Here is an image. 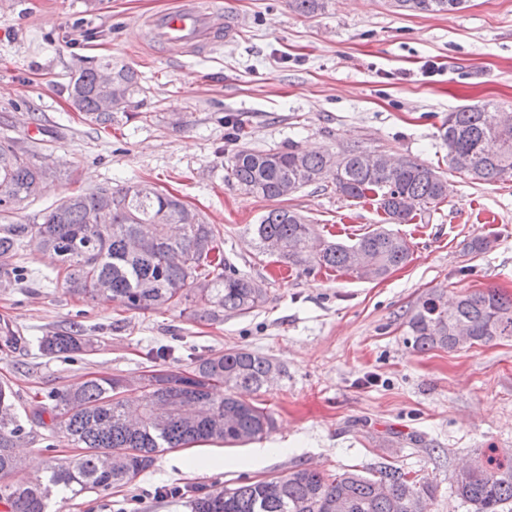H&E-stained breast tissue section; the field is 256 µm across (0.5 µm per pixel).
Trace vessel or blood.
<instances>
[{"label": "vessel or blood", "mask_w": 512, "mask_h": 512, "mask_svg": "<svg viewBox=\"0 0 512 512\" xmlns=\"http://www.w3.org/2000/svg\"><path fill=\"white\" fill-rule=\"evenodd\" d=\"M217 10L199 6H178L155 15L149 21L156 42L192 48L212 45Z\"/></svg>", "instance_id": "vessel-or-blood-1"}]
</instances>
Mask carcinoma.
Wrapping results in <instances>:
<instances>
[{
    "label": "carcinoma",
    "mask_w": 512,
    "mask_h": 512,
    "mask_svg": "<svg viewBox=\"0 0 512 512\" xmlns=\"http://www.w3.org/2000/svg\"><path fill=\"white\" fill-rule=\"evenodd\" d=\"M463 0H390L406 12L450 14ZM309 16L326 0H290ZM112 74V87L102 74ZM140 91L137 73L107 62L79 69L71 78L73 106L106 128L112 114L126 111ZM490 103L448 113L440 138L448 167L477 182L512 176V122H494ZM350 147L338 153H308L290 144L283 151L248 146L228 158L232 178L244 191L266 199L331 179L347 199L373 195L388 224H405L448 197V181L433 166L403 158L388 164ZM45 176L34 155L0 140V272L16 269L31 240L53 256L51 280L81 299H105L134 310L185 304L194 316L217 321L259 307L264 291L224 258L220 229L178 197L137 185L98 187L70 195L49 209L40 224L14 218L17 204L36 199ZM264 250L280 262L312 273L322 268L379 279L405 265L411 249L403 237L379 227L352 244L326 241L300 214L275 208L256 225ZM413 349L453 351L463 333L474 344L512 338V297L488 288L448 303L431 292L406 312ZM23 337L5 324L0 350L14 352ZM94 341L80 327L39 337L41 355H86ZM281 373L277 363L248 349H229L199 358L184 369L145 371L133 381L99 376L48 395L26 419L15 410L17 393L0 383V503L8 512H52L67 495L106 490L133 480L151 467L157 453L194 443L237 445L262 439L275 427L266 408L238 398L239 388L261 390ZM224 385V395L213 387ZM64 438L81 449L74 457L45 451L44 471L24 474L16 448L34 429ZM456 495L470 512H504L512 505V455L475 460L454 480ZM433 486L411 472L381 462L370 476L356 470L325 475L295 468L282 476L192 496L189 512H427Z\"/></svg>",
    "instance_id": "obj_1"
}]
</instances>
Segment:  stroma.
<instances>
[{"mask_svg":"<svg viewBox=\"0 0 512 512\" xmlns=\"http://www.w3.org/2000/svg\"><path fill=\"white\" fill-rule=\"evenodd\" d=\"M175 2L0 0V138L55 163L42 195L17 216L38 224L70 194L148 182L221 228L225 258L264 288L265 301L215 322L179 307L82 301L47 281L51 260L28 247L26 279L0 278V321L28 339L19 351H0V382L16 391L23 416L49 391L98 375L137 377L161 348L171 367L245 348L284 369L266 389L243 394L276 426L260 442L263 459L249 444L167 450L132 482L67 499L61 512H188L165 489L195 495L297 466L368 473L381 462L435 486L428 512H468L452 492L458 469L493 450L512 452V338L419 353L406 342L403 315L434 290L512 296V177L476 183L449 170L437 136L449 112L466 105L512 112V0H467L451 15L328 0L311 16L288 0H216L239 28L207 53L156 43L146 20ZM106 60L135 69L142 90L103 133L72 107L70 78ZM228 116L259 150L357 145L412 157L446 174L448 196L393 225L412 256L384 278L278 263L254 235L274 208L300 212L344 241L383 215L328 181L275 201L247 193L227 168L236 149L224 138ZM489 235L488 252L468 251ZM76 322L94 336L93 353L41 355L38 337Z\"/></svg>","mask_w":512,"mask_h":512,"instance_id":"1","label":"stroma"}]
</instances>
